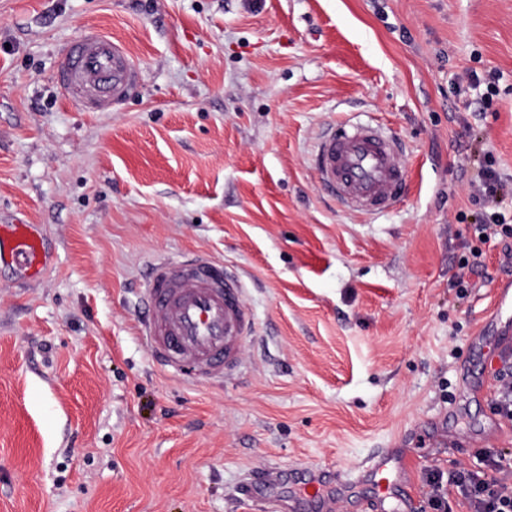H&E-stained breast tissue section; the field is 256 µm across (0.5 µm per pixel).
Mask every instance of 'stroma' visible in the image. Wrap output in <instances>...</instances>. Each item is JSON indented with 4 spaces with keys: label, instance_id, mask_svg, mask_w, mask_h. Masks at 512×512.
<instances>
[{
    "label": "stroma",
    "instance_id": "obj_1",
    "mask_svg": "<svg viewBox=\"0 0 512 512\" xmlns=\"http://www.w3.org/2000/svg\"><path fill=\"white\" fill-rule=\"evenodd\" d=\"M94 27L142 84L109 112L55 75ZM500 76L496 111L457 93ZM406 146L410 188L367 216L309 166L332 123ZM512 183V0H0V221L40 225L36 283L0 271V512H305L248 471L348 469L378 448L422 477L512 458L473 346L500 248L458 293L485 152ZM206 251L246 279L240 372L187 384L136 330L155 255ZM283 469L264 467L247 475L246 482L240 487L243 494H252L257 484L272 485L280 481Z\"/></svg>",
    "mask_w": 512,
    "mask_h": 512
}]
</instances>
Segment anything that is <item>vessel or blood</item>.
I'll return each instance as SVG.
<instances>
[{
  "instance_id": "b4317fda",
  "label": "vessel or blood",
  "mask_w": 512,
  "mask_h": 512,
  "mask_svg": "<svg viewBox=\"0 0 512 512\" xmlns=\"http://www.w3.org/2000/svg\"><path fill=\"white\" fill-rule=\"evenodd\" d=\"M63 96L86 112H108L141 85L140 69L121 42L94 29L69 46L57 71ZM313 167L326 194L343 208L366 215L389 210L405 193L408 173L396 138L379 126L340 123L319 137ZM19 280L42 278L49 269L40 225L17 219L0 224V266ZM245 283L208 253L155 257L142 291L138 333L163 371L187 380H223L242 364V352L256 330L244 301ZM405 468L387 452H375L361 471L376 491L375 512H400L408 482ZM282 471L264 467L248 474L242 493L280 481ZM352 482L348 470L309 473L303 485L320 512H334L338 492Z\"/></svg>"
}]
</instances>
